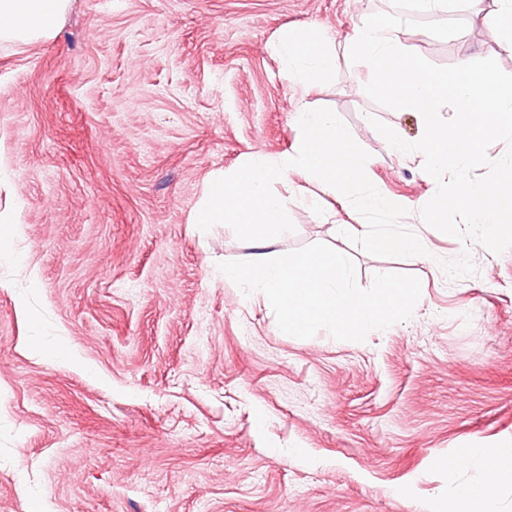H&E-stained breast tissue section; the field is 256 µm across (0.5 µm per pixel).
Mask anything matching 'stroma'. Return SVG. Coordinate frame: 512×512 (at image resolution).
Returning <instances> with one entry per match:
<instances>
[{
  "label": "stroma",
  "instance_id": "35a3bbf8",
  "mask_svg": "<svg viewBox=\"0 0 512 512\" xmlns=\"http://www.w3.org/2000/svg\"><path fill=\"white\" fill-rule=\"evenodd\" d=\"M391 0H67L52 36L0 40V512H446L457 486L494 484L478 512H512V248L495 254L426 225L435 185L373 128L421 138L414 109L364 92L354 31ZM440 39L398 27L438 66L512 46L470 9ZM321 28L336 77L307 96L370 158L366 174L428 237L433 258L365 253L341 196L291 174L275 189L295 230L277 254L324 243L357 281L421 282L412 317L361 342L283 333L261 295L215 277L252 243L190 217L205 184L294 152L301 93L275 48ZM469 251L476 274L440 260ZM473 457L451 472L459 449Z\"/></svg>",
  "mask_w": 512,
  "mask_h": 512
}]
</instances>
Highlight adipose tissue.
<instances>
[{
    "instance_id": "adipose-tissue-1",
    "label": "adipose tissue",
    "mask_w": 512,
    "mask_h": 512,
    "mask_svg": "<svg viewBox=\"0 0 512 512\" xmlns=\"http://www.w3.org/2000/svg\"><path fill=\"white\" fill-rule=\"evenodd\" d=\"M66 0H0V39L32 42L51 35Z\"/></svg>"
}]
</instances>
